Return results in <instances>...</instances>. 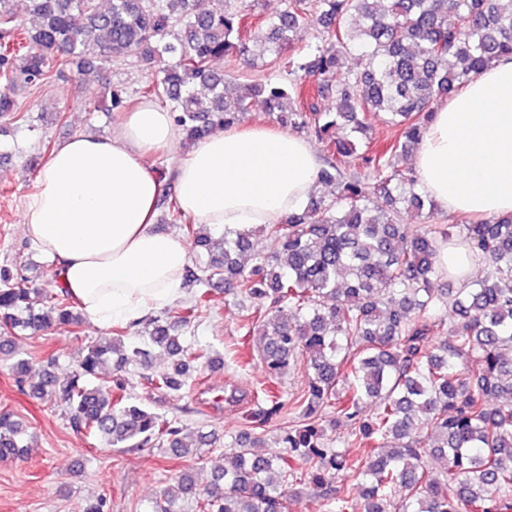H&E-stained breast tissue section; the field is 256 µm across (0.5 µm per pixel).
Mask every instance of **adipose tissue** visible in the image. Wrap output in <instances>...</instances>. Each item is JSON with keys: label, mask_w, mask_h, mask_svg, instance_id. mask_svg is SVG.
<instances>
[{"label": "adipose tissue", "mask_w": 512, "mask_h": 512, "mask_svg": "<svg viewBox=\"0 0 512 512\" xmlns=\"http://www.w3.org/2000/svg\"><path fill=\"white\" fill-rule=\"evenodd\" d=\"M180 141L172 114L144 103L111 136L78 133L58 144L25 199L26 238L99 324H138L182 292L189 251L182 238L157 229L163 183L143 162ZM414 166L439 209L512 213L511 58L436 106ZM320 169L306 138L255 126L197 141L170 176L182 213L220 232L272 224L299 209Z\"/></svg>", "instance_id": "obj_1"}]
</instances>
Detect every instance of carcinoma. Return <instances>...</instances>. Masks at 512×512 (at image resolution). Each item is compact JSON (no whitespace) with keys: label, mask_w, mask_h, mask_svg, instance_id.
Returning a JSON list of instances; mask_svg holds the SVG:
<instances>
[{"label":"carcinoma","mask_w":512,"mask_h":512,"mask_svg":"<svg viewBox=\"0 0 512 512\" xmlns=\"http://www.w3.org/2000/svg\"><path fill=\"white\" fill-rule=\"evenodd\" d=\"M284 4L252 34L247 19L258 0H112L107 10L100 0H27L30 26L13 0H0V117L25 119L15 96L22 84L42 87L73 69L84 75L134 56L147 70L143 94L167 104L191 142L235 125L259 99L282 126L306 130L324 147L319 181L331 195L309 197L275 224L217 238L183 222L171 182L163 185V220L183 225L196 254L183 275L192 295L174 310L175 323L189 326L222 288L239 297L238 328L259 344L265 378L279 382L300 360L308 376L286 405L269 392L248 429L224 441L225 465L208 486L181 472L151 512H183L189 502L197 512H289L290 498L308 488L324 512H352V482L362 512H389L393 501L398 512H512V214L454 224L485 275L444 288L450 274L438 255L448 230L424 224L410 233L408 221L434 204L401 166L439 100L512 56V0ZM309 29L305 49L287 53ZM251 42L272 56L278 75L235 83L220 63L229 55L251 63ZM348 57L356 66L344 67ZM324 99L336 111L320 109ZM128 103L122 88L111 90L110 111ZM368 112L399 132L380 152L370 151ZM25 270L0 268V355L20 392L64 404L72 431L107 447L161 445L179 460L217 444L216 432L190 440L180 420L128 397L127 366L150 368L157 349L171 365L143 375L156 389L189 390L201 366L202 354L156 318L130 350L122 325L88 345L66 383L49 370L30 382L14 336L80 317L67 291L38 292ZM441 310L453 321L448 338L434 343ZM114 354L112 379L93 382ZM492 398L501 404L490 406ZM285 407L298 420L282 427L277 451L256 452L260 430ZM327 425L347 429V447H329ZM25 434L12 413H0L1 462L24 454Z\"/></svg>","instance_id":"cac0c4a2"}]
</instances>
